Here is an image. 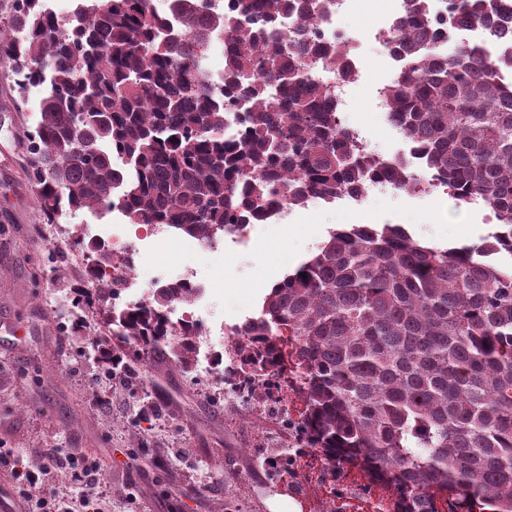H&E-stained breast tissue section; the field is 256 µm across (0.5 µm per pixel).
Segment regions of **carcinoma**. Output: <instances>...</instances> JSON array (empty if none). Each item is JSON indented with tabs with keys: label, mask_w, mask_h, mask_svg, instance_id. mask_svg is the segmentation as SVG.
I'll return each instance as SVG.
<instances>
[{
	"label": "carcinoma",
	"mask_w": 512,
	"mask_h": 512,
	"mask_svg": "<svg viewBox=\"0 0 512 512\" xmlns=\"http://www.w3.org/2000/svg\"><path fill=\"white\" fill-rule=\"evenodd\" d=\"M238 13L166 0H78L58 33L45 0H11L0 56L14 62L21 102L40 86L28 174L49 222L117 201L130 224H166L213 240L255 224L283 201L300 207L365 185L383 171L410 193L420 181L360 151L330 88L313 81L322 58L348 76L335 44L304 38L329 0H238ZM393 40L408 66L385 89L387 106L425 169L461 204L493 210L500 233L477 245L439 247L400 224H348L265 294L236 330L245 374L284 366L300 384L306 447L326 473L346 465L394 489L400 512H512V84L474 46L443 56L428 47L423 0ZM288 16L282 45L265 40ZM25 30L19 42L16 29ZM224 42L217 94L202 59ZM244 107V129L224 137V109ZM74 306L109 305L107 326L126 346L92 344L107 377L139 373L170 349L191 371L192 334L163 311L191 289L169 283L136 309L112 305L119 282L88 272Z\"/></svg>",
	"instance_id": "1"
}]
</instances>
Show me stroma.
<instances>
[{
    "mask_svg": "<svg viewBox=\"0 0 512 512\" xmlns=\"http://www.w3.org/2000/svg\"><path fill=\"white\" fill-rule=\"evenodd\" d=\"M376 0H358L340 20L363 38L364 84L350 91L352 120L368 131V149L388 157L395 132L378 117L377 88L392 82L382 45L369 42ZM13 65L0 58V325H21L22 337L0 335V446L19 452L26 467L41 449L64 448L95 459L109 512H288L301 490V512H397V495L361 475L343 472L326 481L319 459L305 454L295 482L264 463L265 449L224 409V379L185 374L162 351L149 354L138 378L107 382L93 362L69 357L59 333L70 317L74 291L83 287L88 246L77 245L89 224L123 225L143 238L144 224L122 214L91 211L47 223L27 173V135L38 120L40 89L17 105ZM343 224H400L437 246L480 243L490 232L476 208L457 206L445 191L411 197L392 190L369 194L355 210L309 206L293 222L255 225L249 240L214 255L195 239L172 233L139 259V293L151 295L184 267L198 272L206 294L199 307L217 323L245 321L271 286L316 253L329 229ZM159 406V416L139 418Z\"/></svg>",
    "mask_w": 512,
    "mask_h": 512,
    "instance_id": "35a3bbf8",
    "label": "stroma"
}]
</instances>
